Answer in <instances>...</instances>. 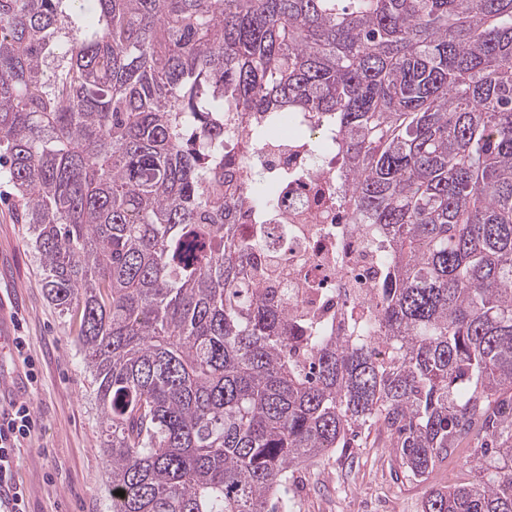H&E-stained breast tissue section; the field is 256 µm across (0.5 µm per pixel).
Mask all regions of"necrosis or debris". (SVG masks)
<instances>
[{
    "label": "necrosis or debris",
    "mask_w": 512,
    "mask_h": 512,
    "mask_svg": "<svg viewBox=\"0 0 512 512\" xmlns=\"http://www.w3.org/2000/svg\"><path fill=\"white\" fill-rule=\"evenodd\" d=\"M308 129L282 120L251 156L250 185L270 183L279 194L262 224L247 219L241 226L246 237L260 239L247 273L259 287L287 289L290 318L337 334L347 317L368 313L380 249L345 204L351 183L335 149L316 155Z\"/></svg>",
    "instance_id": "necrosis-or-debris-1"
}]
</instances>
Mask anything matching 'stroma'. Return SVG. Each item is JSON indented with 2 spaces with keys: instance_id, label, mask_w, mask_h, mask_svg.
<instances>
[{
  "instance_id": "1",
  "label": "stroma",
  "mask_w": 512,
  "mask_h": 512,
  "mask_svg": "<svg viewBox=\"0 0 512 512\" xmlns=\"http://www.w3.org/2000/svg\"><path fill=\"white\" fill-rule=\"evenodd\" d=\"M0 303L11 313L12 335L26 339L23 356L0 355V372L14 373L27 358L38 373L37 384L22 392L36 426L16 451L27 512H111L98 404L75 328L48 300L28 227L15 223L3 201ZM475 448L468 443L455 462H439L428 478L417 479L396 460L385 430L373 429L353 447L292 473L290 481L299 487L292 512H421L432 489L472 481L466 459Z\"/></svg>"
}]
</instances>
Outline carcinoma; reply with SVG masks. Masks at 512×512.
<instances>
[{
  "instance_id": "1",
  "label": "carcinoma",
  "mask_w": 512,
  "mask_h": 512,
  "mask_svg": "<svg viewBox=\"0 0 512 512\" xmlns=\"http://www.w3.org/2000/svg\"><path fill=\"white\" fill-rule=\"evenodd\" d=\"M0 0V182L96 385L112 512H289L381 425L422 512H512V0ZM332 136L384 238L354 336L246 277L242 169ZM122 491L124 496L115 492Z\"/></svg>"
}]
</instances>
